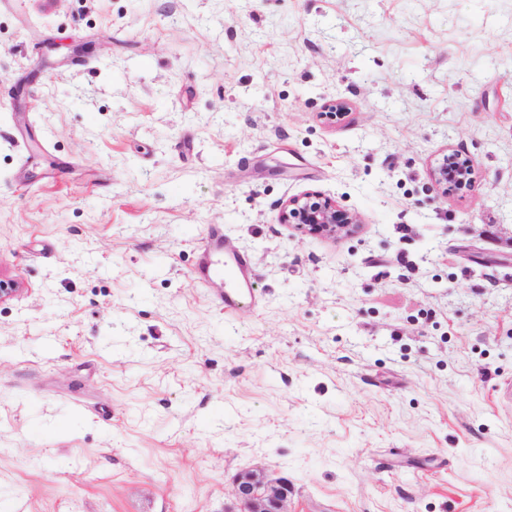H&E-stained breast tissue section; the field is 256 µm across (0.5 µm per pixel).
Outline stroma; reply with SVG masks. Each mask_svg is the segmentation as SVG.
<instances>
[{"label":"stroma","instance_id":"obj_1","mask_svg":"<svg viewBox=\"0 0 512 512\" xmlns=\"http://www.w3.org/2000/svg\"><path fill=\"white\" fill-rule=\"evenodd\" d=\"M0 279V512H512V0H0ZM460 158L459 154L451 151L443 155L432 170V177L435 183L448 190V183L462 189L470 185L472 181V169L468 162L464 165H452ZM280 218L300 235L334 239L355 233L361 224L355 212L318 192L289 197L282 203ZM251 259L239 252L228 251L224 239L218 232L207 237L205 249L194 272L200 281L223 279L224 295L220 297V307L224 313L233 312L241 300L254 295L251 281ZM237 508L225 512H289L292 487L285 478H270L260 470L245 471L233 481Z\"/></svg>","mask_w":512,"mask_h":512}]
</instances>
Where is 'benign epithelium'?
Segmentation results:
<instances>
[{
  "mask_svg": "<svg viewBox=\"0 0 512 512\" xmlns=\"http://www.w3.org/2000/svg\"><path fill=\"white\" fill-rule=\"evenodd\" d=\"M458 159L459 154L451 151L437 162L432 177L438 186L446 189L452 183L462 189L470 185L471 166L455 164ZM280 218L300 235L334 239L355 233L361 224L356 213L318 192L288 198L282 203ZM232 494L237 508L231 512H289L292 487L285 478L273 479L260 470H251L235 477Z\"/></svg>",
  "mask_w": 512,
  "mask_h": 512,
  "instance_id": "obj_1",
  "label": "benign epithelium"
}]
</instances>
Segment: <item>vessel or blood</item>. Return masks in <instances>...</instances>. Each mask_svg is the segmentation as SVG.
Returning <instances> with one entry per match:
<instances>
[{
  "label": "vessel or blood",
  "mask_w": 512,
  "mask_h": 512,
  "mask_svg": "<svg viewBox=\"0 0 512 512\" xmlns=\"http://www.w3.org/2000/svg\"><path fill=\"white\" fill-rule=\"evenodd\" d=\"M251 267L249 257L228 251L222 235L214 232L207 237L195 277L204 282L218 278L224 280L225 288L220 298V306L230 313L238 307L242 299L254 294Z\"/></svg>",
  "instance_id": "b4317fda"
}]
</instances>
